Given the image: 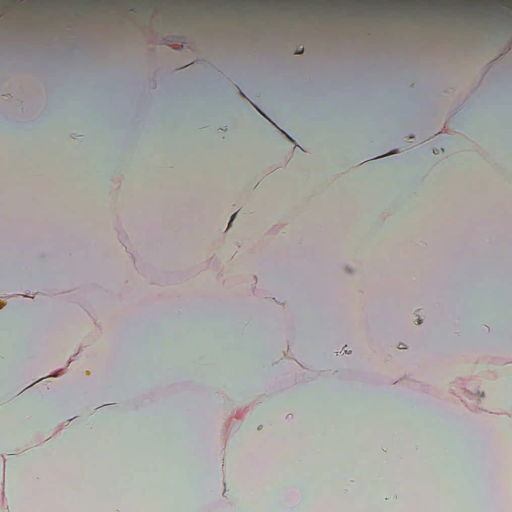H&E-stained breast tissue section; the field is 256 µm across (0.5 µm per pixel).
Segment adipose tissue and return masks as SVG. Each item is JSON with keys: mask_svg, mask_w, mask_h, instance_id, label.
<instances>
[{"mask_svg": "<svg viewBox=\"0 0 512 512\" xmlns=\"http://www.w3.org/2000/svg\"><path fill=\"white\" fill-rule=\"evenodd\" d=\"M239 0H11L6 30L32 27L47 54L19 56L0 39V159L50 146L90 173L93 221L78 208L35 207L62 181L49 166L0 181V512H87L100 477L120 467L146 425L172 445L152 473L186 461L189 480L163 483L169 512H282L276 469L308 476L300 512H410L417 487L390 479L426 455L467 460L489 475L460 498L467 512H512V315L475 313L457 285L474 257L512 280V0H252L232 42L214 19ZM52 16L44 24V16ZM457 19L443 50L393 69L385 94L354 80L353 103L376 117L323 119L327 46L349 23L357 43L378 23L402 32ZM289 24L275 78L253 66L268 18ZM133 41L134 72L112 68L102 110L74 118L32 111L30 70L67 82L94 42ZM135 135L134 161L120 160ZM353 138L335 154L337 136ZM246 157L245 176L216 167L209 188L189 174L191 146ZM360 191L361 219L408 262L378 278L340 208ZM478 224L471 238L464 225ZM458 256L449 264V256ZM221 327L240 358L193 338L141 357V330ZM383 412L370 471L344 463L342 431L315 406ZM310 448L286 449L299 427ZM91 446L86 493L61 471Z\"/></svg>", "mask_w": 512, "mask_h": 512, "instance_id": "adipose-tissue-1", "label": "adipose tissue"}]
</instances>
